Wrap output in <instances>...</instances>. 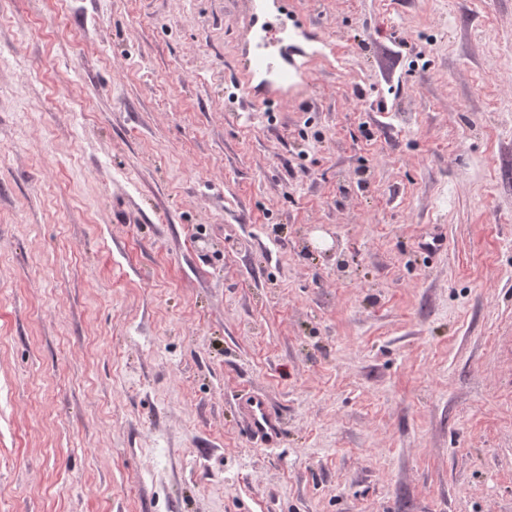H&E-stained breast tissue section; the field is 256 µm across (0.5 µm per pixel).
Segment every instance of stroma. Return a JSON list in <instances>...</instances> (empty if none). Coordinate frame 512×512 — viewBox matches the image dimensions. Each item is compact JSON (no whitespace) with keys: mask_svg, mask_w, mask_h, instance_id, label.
Returning <instances> with one entry per match:
<instances>
[{"mask_svg":"<svg viewBox=\"0 0 512 512\" xmlns=\"http://www.w3.org/2000/svg\"><path fill=\"white\" fill-rule=\"evenodd\" d=\"M280 8L0 0V512H512V0ZM251 10L257 18L264 19L253 37L252 50L248 58V74H263L270 78L273 85L287 89L292 88L299 74L305 67V62L295 58L288 60V48L293 41V35L288 28L280 24L277 29L283 32V37L270 45L265 34L259 33L268 28H274L269 0H250ZM251 436L265 447H275L283 433V422L268 400L251 393L240 402Z\"/></svg>","mask_w":512,"mask_h":512,"instance_id":"1","label":"stroma"}]
</instances>
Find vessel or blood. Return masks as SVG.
Instances as JSON below:
<instances>
[{"label":"vessel or blood","mask_w":512,"mask_h":512,"mask_svg":"<svg viewBox=\"0 0 512 512\" xmlns=\"http://www.w3.org/2000/svg\"><path fill=\"white\" fill-rule=\"evenodd\" d=\"M250 4L254 16L262 18L263 30L253 37L248 58L249 73L266 75L273 85L283 89L293 87L305 64L288 55L292 33H284L276 43H269L265 34L266 29L273 25L269 0H250ZM240 407L251 436L266 447H275L283 433V422L268 400L251 393L242 398Z\"/></svg>","instance_id":"b4317fda"}]
</instances>
